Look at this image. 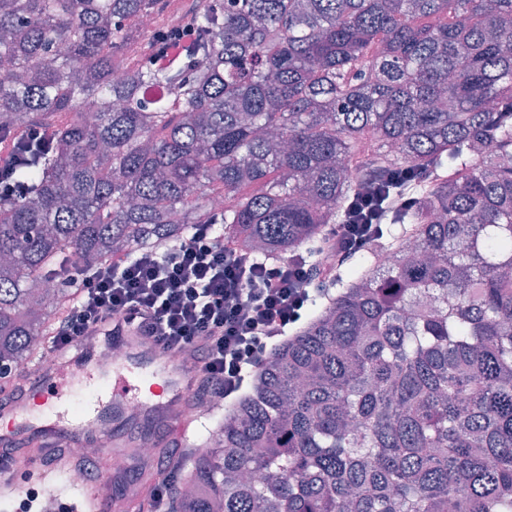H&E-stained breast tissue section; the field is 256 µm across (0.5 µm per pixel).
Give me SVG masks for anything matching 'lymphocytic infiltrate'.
Listing matches in <instances>:
<instances>
[{
  "label": "lymphocytic infiltrate",
  "mask_w": 512,
  "mask_h": 512,
  "mask_svg": "<svg viewBox=\"0 0 512 512\" xmlns=\"http://www.w3.org/2000/svg\"><path fill=\"white\" fill-rule=\"evenodd\" d=\"M52 143L36 128L1 134L0 191L16 192L15 169L31 166ZM413 203L384 191L381 178L364 179L315 263L300 254L258 260L207 224L170 247L113 253L81 271L76 301L57 320L51 348L65 356L104 321L116 334L130 324L163 351L190 354L198 370L191 404L232 398L300 326L315 296L331 290L337 270L376 240L384 216Z\"/></svg>",
  "instance_id": "obj_1"
}]
</instances>
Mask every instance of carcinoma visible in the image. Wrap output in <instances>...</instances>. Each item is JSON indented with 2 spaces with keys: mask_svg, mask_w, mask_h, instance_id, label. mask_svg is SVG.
Wrapping results in <instances>:
<instances>
[{
  "mask_svg": "<svg viewBox=\"0 0 512 512\" xmlns=\"http://www.w3.org/2000/svg\"><path fill=\"white\" fill-rule=\"evenodd\" d=\"M168 8L0 0V132L54 136L0 194V366L73 296L37 293L64 258L77 273L197 224L286 258L344 221L366 171L422 170L414 206L213 413L167 509L512 512V0H190L159 68L133 20L167 32ZM184 33L174 31L170 35L164 34L162 42H165L163 49L156 52L153 63L158 67H165L174 58L178 57L184 48Z\"/></svg>",
  "mask_w": 512,
  "mask_h": 512,
  "instance_id": "obj_1",
  "label": "carcinoma"
}]
</instances>
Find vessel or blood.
Wrapping results in <instances>:
<instances>
[{
    "label": "vessel or blood",
    "mask_w": 512,
    "mask_h": 512,
    "mask_svg": "<svg viewBox=\"0 0 512 512\" xmlns=\"http://www.w3.org/2000/svg\"><path fill=\"white\" fill-rule=\"evenodd\" d=\"M91 344L62 359L52 372L22 397L0 408V446L10 456L0 460V496L15 497L18 475L64 500L67 512H98L99 488H67L58 482L60 468L76 469L65 449L83 438L112 434L99 459L108 462L115 449L127 446L138 425L117 427L120 417L140 415L162 425L166 441L181 446L203 427L202 418L187 414L184 402L194 388L195 371L174 360L135 328L123 329L125 353L111 367L101 355L109 345L91 331Z\"/></svg>",
    "instance_id": "1"
}]
</instances>
